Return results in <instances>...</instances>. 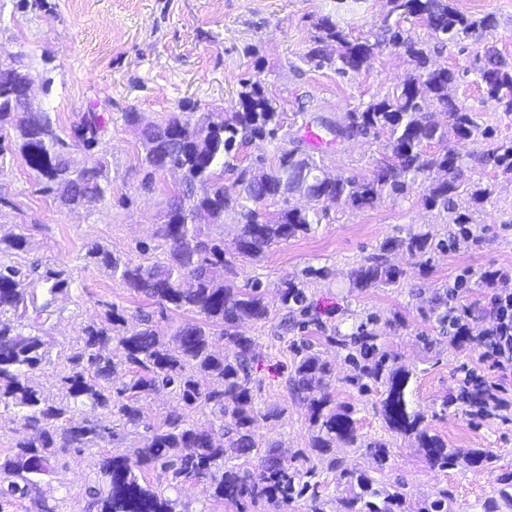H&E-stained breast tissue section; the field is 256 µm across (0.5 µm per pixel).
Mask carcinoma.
I'll return each instance as SVG.
<instances>
[{"label": "carcinoma", "mask_w": 512, "mask_h": 512, "mask_svg": "<svg viewBox=\"0 0 512 512\" xmlns=\"http://www.w3.org/2000/svg\"><path fill=\"white\" fill-rule=\"evenodd\" d=\"M387 3L386 16L365 36H353L331 14L318 17L303 57L315 68L329 66L343 76L360 72L387 48L399 50L407 59L409 69L392 92L373 97L337 121L319 120L326 132L336 134V143L387 136L384 157L368 177L326 175L314 157L301 149L298 139L271 163L261 159L255 166L242 168L232 185H224V167L229 165L225 157L235 146L257 139L274 141L285 127V113L258 80L243 82L236 104L225 112H206L196 118L183 112L162 123H145L141 113L133 110L123 113L124 122L140 135L144 186H151L154 175L173 167L182 172L166 200L165 221L156 232L164 259L145 264L98 247L89 251L90 258L109 269L127 290L151 301L160 315L186 311L196 316L193 321L161 333L154 312L142 311L139 324L129 328L124 311L111 305L103 321L81 328L78 347L62 360L61 397L50 400L32 382L36 370L52 363L36 331L43 316L51 315L58 295L67 292L69 282L55 271L32 278L19 263L0 255V410L13 412L30 432L0 461V500L35 494L59 457L100 448L123 432L141 429L142 447L103 461L102 483L89 491L92 501L87 509L176 512V501L147 480L150 472L158 470L165 475L167 488L175 490L190 480L202 482L209 497L233 512H248L258 505L266 512H288L296 503L302 504L304 512H323L316 470L302 453L294 457L300 465L290 466L278 445L271 443L252 469L225 465L227 459L258 452L256 424L261 409L250 374L255 339L241 335L238 327L246 321L269 319L270 307L259 280L239 288L224 278L232 261L226 258L224 240L212 237L211 228L223 226L224 216L233 214L240 227L235 254L258 259L272 246L311 232L319 215L332 207L372 208L384 197L410 193L418 176L442 173L444 178L426 188L423 204L447 213L450 233H466L463 226L472 217L459 210L457 199L465 195L481 204L490 197V190L465 177L462 155L445 147L434 150L432 145L444 143L450 131L463 139L487 137L489 132L472 109L458 104L448 92L456 81L455 72L433 60L426 45L411 36L404 24L424 25L447 46L483 35L495 28L496 21L490 15L468 18L454 0ZM31 78L22 52L0 64V130L10 127L19 132L25 164L46 181L45 190L58 193L63 204L79 207L105 199L111 189L106 165L98 161L91 167L72 166L50 113L29 111L23 84ZM478 79L486 99L511 115L512 68L490 42L483 48ZM431 103L448 115L449 126L432 119ZM101 130L102 119L92 112L76 128L75 136L89 148ZM477 162L512 173V140L493 142ZM308 183L317 184V190L307 210L282 209L272 214L265 210L268 200L303 190ZM199 212L206 213L209 223H196ZM400 248L423 258L448 250V239L410 231L380 244L383 252ZM402 275L379 256L352 271L357 288L396 285ZM323 276L320 268L302 270L281 291L280 307L309 314L306 285ZM373 323L372 318L360 323L350 335L320 321L316 326L326 341L348 350L347 359L355 368L351 381L363 388L371 383L384 387L380 412L388 428L413 437L430 466L494 469L493 454L480 448L452 451L429 429L409 398L412 373L396 365L395 358L380 347L379 336L370 328ZM217 337L234 347L233 356L215 350ZM309 348L308 344L294 346L296 367L290 384L295 394L307 400L314 432L310 447L321 455L338 443L363 448L378 469H384L389 461L386 443L361 440L354 408L336 404L329 391L335 368ZM161 388L187 409H208L211 419L200 423L173 412L156 422L147 420L144 401ZM85 408L108 411L112 425L76 420ZM342 464L337 458L330 461V468L345 479L342 512H403L402 492L377 488L368 473L357 474ZM499 482V499L490 500L485 512H498L502 506L512 509V472L500 475ZM421 512H463V507L444 490Z\"/></svg>", "instance_id": "1"}]
</instances>
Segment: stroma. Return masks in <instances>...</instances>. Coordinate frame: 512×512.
Masks as SVG:
<instances>
[{
    "instance_id": "stroma-1",
    "label": "stroma",
    "mask_w": 512,
    "mask_h": 512,
    "mask_svg": "<svg viewBox=\"0 0 512 512\" xmlns=\"http://www.w3.org/2000/svg\"><path fill=\"white\" fill-rule=\"evenodd\" d=\"M455 6L475 19L495 17L497 26L488 41L512 64V0H455ZM387 10V0H36L29 6L22 0H0V49L27 54L34 103L50 112L58 134L70 138L73 126L90 112L105 121L97 146L71 147L70 158L78 167L104 160L112 192L79 208L64 206L56 193L44 191L21 157L16 130L0 133L5 148L0 154V237L23 234L27 246L14 254V261L60 272L70 282L41 332L51 356L68 353L81 326L100 320L107 305L123 308L130 320L149 307L87 256L98 246L147 264L163 258L156 230L167 194L180 176L160 173L153 187L143 186L142 146L123 112L133 109L160 123L188 104L198 113L228 109L242 82L257 79L285 112H296L303 104L309 115L339 118L393 90L408 65L397 50L387 49L355 75L313 68L303 61L312 23L332 13L354 35L363 36ZM410 32L431 48L438 63L456 72L452 93L458 103L473 108L496 138L512 139V116L485 99L474 73L484 42L471 38L441 49L424 26H411ZM384 144L381 137L359 138L314 146L310 152L330 175L364 177L382 157ZM470 176L491 191L473 211V242L435 253L426 265L402 249L386 252L388 264L404 272L396 286L356 288L350 274L387 237L411 229L446 237L445 212L421 201L429 184L422 177L406 196L384 199L371 208L331 209L315 231L272 247L261 260H235L234 283L242 288L261 280L271 308L269 319L239 327L256 340L252 385L267 413L258 423L257 439L279 445L287 459L308 451L322 483L326 512H339L343 490L337 472L328 466L334 457L347 468L372 471L379 486H400L405 512H420L444 489L466 512H484L485 504L497 496L498 475L512 471V411L483 417L472 407L445 404L468 370L500 384L502 397L512 402V367L483 359L476 344L452 342L431 304L458 274L470 271L457 304L466 310L472 334H479L493 318L492 290L481 275L512 267V175L478 167ZM307 267L326 272L307 286L310 316L344 333L375 316L382 348L412 374L409 397L426 424L451 449L463 453L482 448L497 455L495 472L431 467L413 438L389 430L378 411L382 386L364 391L352 384L353 368L344 351L317 338L313 325L303 324L301 317L280 310V291ZM426 336L437 339L433 350L424 349ZM301 341L335 366L330 391L337 403L354 407L361 439L387 444L390 459L384 470H375L370 457L352 448L339 445L328 456L309 451L312 431L306 404L287 386L294 373L293 346ZM142 443L141 435L130 433L105 447L65 455L40 483L36 499L14 500L0 512H39L42 503L54 512H77L88 502V487L101 479L102 461Z\"/></svg>"
}]
</instances>
